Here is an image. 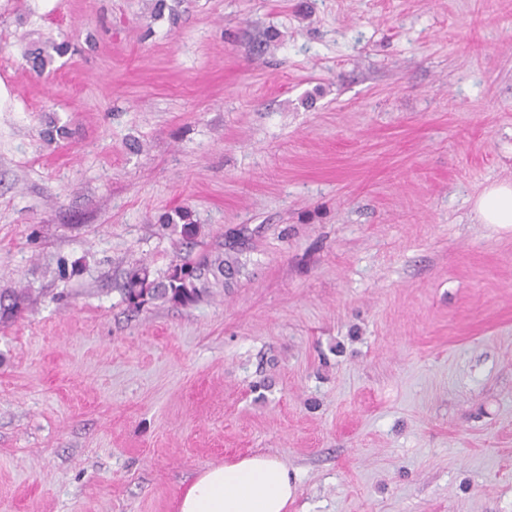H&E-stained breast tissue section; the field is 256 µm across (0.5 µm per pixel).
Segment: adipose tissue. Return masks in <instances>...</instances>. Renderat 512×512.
<instances>
[{"label":"adipose tissue","mask_w":512,"mask_h":512,"mask_svg":"<svg viewBox=\"0 0 512 512\" xmlns=\"http://www.w3.org/2000/svg\"><path fill=\"white\" fill-rule=\"evenodd\" d=\"M473 212L481 224L512 228V183L486 187ZM295 483L285 464L262 455L211 465L181 491L177 512H288Z\"/></svg>","instance_id":"obj_1"}]
</instances>
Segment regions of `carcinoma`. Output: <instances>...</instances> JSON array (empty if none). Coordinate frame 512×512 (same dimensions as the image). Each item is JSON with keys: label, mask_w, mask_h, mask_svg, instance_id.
<instances>
[{"label": "carcinoma", "mask_w": 512, "mask_h": 512, "mask_svg": "<svg viewBox=\"0 0 512 512\" xmlns=\"http://www.w3.org/2000/svg\"><path fill=\"white\" fill-rule=\"evenodd\" d=\"M167 223L180 228V234L192 240L199 234V225L187 210H179L167 218ZM237 267V260L224 256L221 250L203 253L197 257H177L161 278L151 277L149 268L137 263L128 269L122 288L124 302L132 309L155 301L187 306L204 296L212 284L223 281ZM31 304L27 289L19 288L0 293V324L14 322Z\"/></svg>", "instance_id": "carcinoma-1"}]
</instances>
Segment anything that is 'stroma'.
I'll return each instance as SVG.
<instances>
[{"instance_id":"obj_1","label":"stroma","mask_w":512,"mask_h":512,"mask_svg":"<svg viewBox=\"0 0 512 512\" xmlns=\"http://www.w3.org/2000/svg\"><path fill=\"white\" fill-rule=\"evenodd\" d=\"M166 3L0 0V512H175L255 453L288 512H512V229L472 212L512 0ZM220 244L230 285L127 308ZM31 304L26 288L12 289L0 293V324L14 322Z\"/></svg>"}]
</instances>
